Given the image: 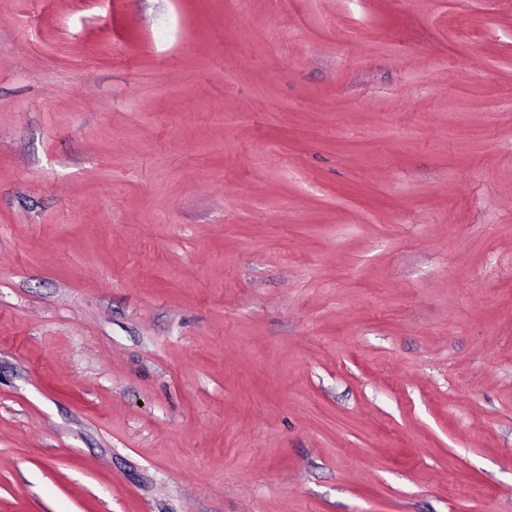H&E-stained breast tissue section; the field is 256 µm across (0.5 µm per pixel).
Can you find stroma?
I'll use <instances>...</instances> for the list:
<instances>
[{
    "instance_id": "35a3bbf8",
    "label": "stroma",
    "mask_w": 512,
    "mask_h": 512,
    "mask_svg": "<svg viewBox=\"0 0 512 512\" xmlns=\"http://www.w3.org/2000/svg\"><path fill=\"white\" fill-rule=\"evenodd\" d=\"M0 512H512V0H0Z\"/></svg>"
}]
</instances>
